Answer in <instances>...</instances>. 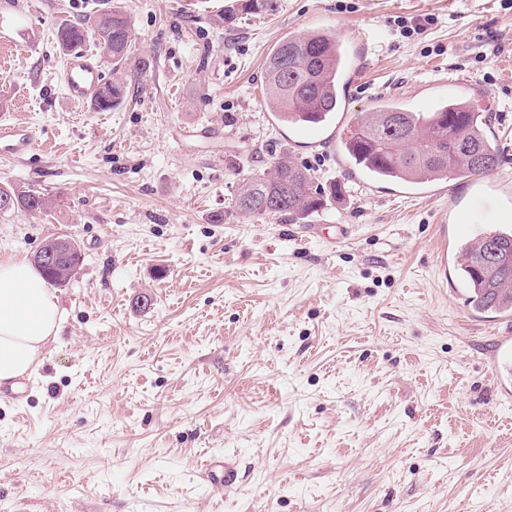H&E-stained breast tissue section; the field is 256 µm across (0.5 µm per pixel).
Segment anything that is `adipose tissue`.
Masks as SVG:
<instances>
[{
	"mask_svg": "<svg viewBox=\"0 0 512 512\" xmlns=\"http://www.w3.org/2000/svg\"><path fill=\"white\" fill-rule=\"evenodd\" d=\"M62 323L58 300L26 258L0 259V382L32 374Z\"/></svg>",
	"mask_w": 512,
	"mask_h": 512,
	"instance_id": "obj_1",
	"label": "adipose tissue"
}]
</instances>
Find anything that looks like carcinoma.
<instances>
[{
	"label": "carcinoma",
	"mask_w": 512,
	"mask_h": 512,
	"mask_svg": "<svg viewBox=\"0 0 512 512\" xmlns=\"http://www.w3.org/2000/svg\"><path fill=\"white\" fill-rule=\"evenodd\" d=\"M269 0H233L224 9V24L231 27L239 13H260ZM91 42L101 57L112 64V80L104 84L107 98L97 95L90 106L108 111L126 97L128 83L120 68L128 59L132 30L119 6L88 21L58 27L56 43L65 54L81 51ZM344 49L321 31L283 39L265 63L267 101L277 119L288 125L320 124L340 104L339 84L345 76ZM459 100L442 103L433 112H414L390 102H381L353 120L341 150L349 164L365 175L386 181L414 183L418 175L438 180L477 177L496 170L502 155L486 131L487 123L477 112L459 111ZM0 201L10 202L9 211L21 210L31 217L42 215L54 201L32 190L0 186ZM323 204L321 190L310 171L286 158L271 161L263 173L241 181L234 207L243 214H289L316 211ZM512 253V231L493 229L457 251V267L467 285V302L476 313L512 308V264L489 262L491 250ZM80 247L70 259L43 271L55 285L66 282L74 263L80 262Z\"/></svg>",
	"instance_id": "1"
}]
</instances>
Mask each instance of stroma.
<instances>
[{"mask_svg": "<svg viewBox=\"0 0 512 512\" xmlns=\"http://www.w3.org/2000/svg\"><path fill=\"white\" fill-rule=\"evenodd\" d=\"M227 2L120 0L148 66L97 112L65 97L54 31L111 0H0V122L35 137L0 186L55 201L0 214V258L63 235L83 252L27 396L0 400V512H512V409L483 363L512 322L474 313L438 256L478 195L512 210V0H271L230 28ZM313 30L356 62L311 139L273 120L264 64ZM380 98L471 101L502 165L440 193L359 176L340 134ZM281 157L322 207L239 213L240 181ZM224 455L231 492L201 478Z\"/></svg>", "mask_w": 512, "mask_h": 512, "instance_id": "1", "label": "stroma"}]
</instances>
